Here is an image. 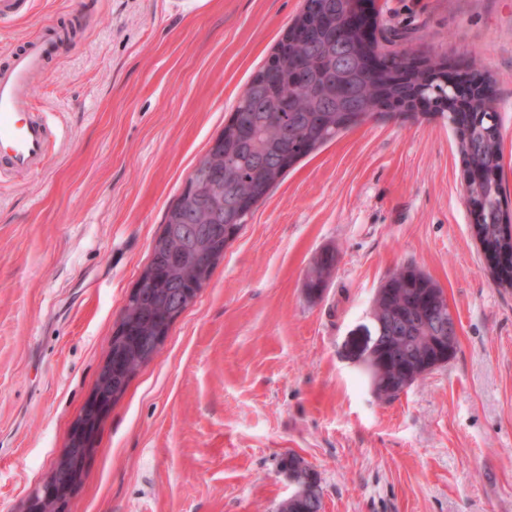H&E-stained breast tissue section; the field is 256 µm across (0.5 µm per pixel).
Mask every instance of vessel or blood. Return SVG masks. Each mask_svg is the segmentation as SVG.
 Instances as JSON below:
<instances>
[{
  "label": "vessel or blood",
  "mask_w": 512,
  "mask_h": 512,
  "mask_svg": "<svg viewBox=\"0 0 512 512\" xmlns=\"http://www.w3.org/2000/svg\"><path fill=\"white\" fill-rule=\"evenodd\" d=\"M56 44L53 37L30 41L0 68V164L21 175L42 169L51 147L49 122L33 111L32 78Z\"/></svg>",
  "instance_id": "1"
}]
</instances>
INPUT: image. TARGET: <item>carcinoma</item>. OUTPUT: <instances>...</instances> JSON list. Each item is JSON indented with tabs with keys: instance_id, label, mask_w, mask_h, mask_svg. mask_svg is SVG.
Here are the masks:
<instances>
[{
	"instance_id": "carcinoma-1",
	"label": "carcinoma",
	"mask_w": 512,
	"mask_h": 512,
	"mask_svg": "<svg viewBox=\"0 0 512 512\" xmlns=\"http://www.w3.org/2000/svg\"><path fill=\"white\" fill-rule=\"evenodd\" d=\"M327 12L339 23H345L343 0H305L303 10ZM388 39L373 37V50L382 64L398 70L408 64H427L430 68L448 67V60L426 55H416L406 50L386 48ZM299 57L306 58L317 76L326 77L348 64L351 53L344 48L335 52L331 34L319 24H311L298 38L289 42L279 40L268 61L274 63L268 75L266 93L243 94L235 111L249 117L247 124L236 127L231 123L216 138L220 149L207 152L202 166L193 174L180 196L167 210L165 219L180 210L197 206V217L176 225L169 236V247L175 253L188 251L195 244L198 229L206 224L205 207L208 199L191 196L195 183L208 180L215 172L220 175L211 184L224 188V198L233 200L244 215L265 197L284 177L287 168L308 156L323 145L335 140L342 133L374 119L372 112H338L332 100H320L301 90L289 78V71ZM382 73L367 72L361 80L359 94L367 102L381 97ZM444 100L448 91L442 84L429 80L420 85L406 84L394 87L392 97L401 99L412 93ZM464 129L458 134V149L462 162L469 169L483 173L481 180L470 185L469 205L473 224L483 248L491 247L498 253L507 248L512 251V241H505L508 225L503 223L501 202L504 188L501 177L485 176L491 170H502L501 131L498 113L485 112L479 107L463 115ZM170 255L162 250L152 256L150 265L156 268L160 288L145 296L133 308L127 309L131 325L126 357L113 370V382L130 381L142 363L134 355L135 339L148 338L164 324L169 310L175 306L179 286L195 278L196 269L185 262L180 266L169 264ZM338 255L327 249L313 260L306 273L305 287L308 295L318 297L336 270ZM448 303L442 288L421 268L401 265L381 283L372 301L371 314L382 321V354L389 363L384 379L370 376L376 397L391 402L418 381L416 377L401 375L399 367L409 366L432 371L437 365H446L455 358L458 340L446 341L447 351L443 361H429L436 354L434 340L448 335ZM280 467L288 471V480L295 486L297 495L282 501L276 512H322L323 495L319 473L300 456L290 452L280 460Z\"/></svg>"
}]
</instances>
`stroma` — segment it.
Here are the masks:
<instances>
[{"instance_id": "stroma-1", "label": "stroma", "mask_w": 512, "mask_h": 512, "mask_svg": "<svg viewBox=\"0 0 512 512\" xmlns=\"http://www.w3.org/2000/svg\"><path fill=\"white\" fill-rule=\"evenodd\" d=\"M304 0H24L0 66L75 35L34 78L60 130L45 168L0 177V512H27L66 447L182 192ZM397 49L478 53L512 200V0H373ZM447 113L387 116L303 159L260 201L195 302L94 433L63 512H275L287 452L323 512H512V288L471 232ZM338 253L321 298L305 273ZM413 264L458 353L393 402L354 346L376 289Z\"/></svg>"}]
</instances>
